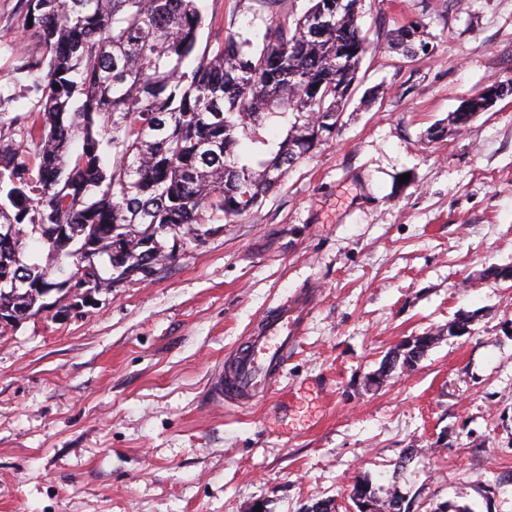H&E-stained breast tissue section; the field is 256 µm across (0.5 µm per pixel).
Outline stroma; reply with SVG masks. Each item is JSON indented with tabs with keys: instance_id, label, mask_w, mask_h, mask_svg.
<instances>
[{
	"instance_id": "35a3bbf8",
	"label": "stroma",
	"mask_w": 512,
	"mask_h": 512,
	"mask_svg": "<svg viewBox=\"0 0 512 512\" xmlns=\"http://www.w3.org/2000/svg\"><path fill=\"white\" fill-rule=\"evenodd\" d=\"M207 44L261 43L307 0H203ZM373 50L335 135L239 222L174 240L152 277L44 309L0 332V512H352L356 480L414 512H512V93L462 131L460 105L512 84V0H362ZM413 21L428 49L403 60L387 34ZM40 45L0 0V91ZM440 138H432L434 130ZM407 182H400L402 174ZM320 295L277 380L243 408L214 373L262 315ZM473 317L472 334L448 324ZM435 342L372 386L384 356ZM406 469L396 464L404 454Z\"/></svg>"
}]
</instances>
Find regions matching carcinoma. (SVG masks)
Wrapping results in <instances>:
<instances>
[{"label":"carcinoma","instance_id":"obj_1","mask_svg":"<svg viewBox=\"0 0 512 512\" xmlns=\"http://www.w3.org/2000/svg\"><path fill=\"white\" fill-rule=\"evenodd\" d=\"M42 50L19 56L17 80L36 109L3 119L0 92V314L34 315L56 276H76L84 251L101 285L122 266L173 258L169 235L233 224L309 155L316 124L342 119L372 42L361 0L338 12L308 0L293 20L270 22L256 46L240 32L199 48V0H20ZM406 59L424 46L409 22L388 33ZM276 121L279 140L265 136ZM48 252L41 264L31 243ZM351 495L395 512L397 489L368 479Z\"/></svg>","mask_w":512,"mask_h":512}]
</instances>
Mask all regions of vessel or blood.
I'll return each mask as SVG.
<instances>
[{"label":"vessel or blood","mask_w":512,"mask_h":512,"mask_svg":"<svg viewBox=\"0 0 512 512\" xmlns=\"http://www.w3.org/2000/svg\"><path fill=\"white\" fill-rule=\"evenodd\" d=\"M318 291L308 287L269 311L260 327L224 359L213 393L217 399L243 406L254 401L285 366Z\"/></svg>","instance_id":"obj_1"}]
</instances>
